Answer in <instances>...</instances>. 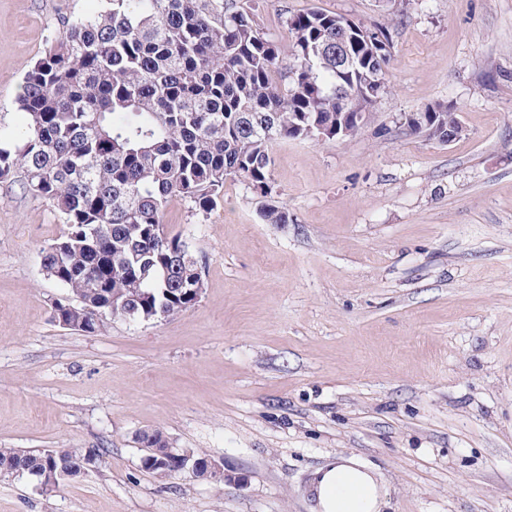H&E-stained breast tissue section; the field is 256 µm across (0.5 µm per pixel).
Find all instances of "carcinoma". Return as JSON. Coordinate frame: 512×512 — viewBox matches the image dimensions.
<instances>
[{
    "label": "carcinoma",
    "instance_id": "cac0c4a2",
    "mask_svg": "<svg viewBox=\"0 0 512 512\" xmlns=\"http://www.w3.org/2000/svg\"><path fill=\"white\" fill-rule=\"evenodd\" d=\"M93 16H70L23 77L22 136L0 146V179L23 170L24 188L48 201L67 231L41 252L46 275L80 303H55L69 328L101 331L110 318L154 319L191 306L202 262L165 230L174 197L213 209L224 181L240 177L272 193V147L307 128L346 136L387 92L391 26L368 42L349 29L348 60L336 62L340 24L318 8L287 19L291 47L260 32L250 0H110ZM427 126L459 139L457 108L427 106L409 135ZM267 224H286L271 203ZM96 316L84 320L83 308ZM81 454L69 448H0V473L48 480Z\"/></svg>",
    "mask_w": 512,
    "mask_h": 512
}]
</instances>
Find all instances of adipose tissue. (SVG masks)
I'll return each instance as SVG.
<instances>
[{
  "label": "adipose tissue",
  "instance_id": "ef3b65f1",
  "mask_svg": "<svg viewBox=\"0 0 512 512\" xmlns=\"http://www.w3.org/2000/svg\"><path fill=\"white\" fill-rule=\"evenodd\" d=\"M308 492L313 512H381L385 487L362 462L337 457L311 475Z\"/></svg>",
  "mask_w": 512,
  "mask_h": 512
}]
</instances>
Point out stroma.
<instances>
[{
	"mask_svg": "<svg viewBox=\"0 0 512 512\" xmlns=\"http://www.w3.org/2000/svg\"><path fill=\"white\" fill-rule=\"evenodd\" d=\"M265 36L316 7L396 28L387 92L355 137L272 151V198L228 178L213 210L176 197L163 222L202 258L198 302L172 317L58 325L71 293L39 255L67 230L20 177L0 180V448H100L42 488L0 474V512H313L312 472L355 456L385 512H512V0H251ZM106 0H0V139L63 17ZM500 75L487 80L483 64ZM454 104L450 144L395 132ZM164 433L246 485L143 468Z\"/></svg>",
	"mask_w": 512,
	"mask_h": 512,
	"instance_id": "obj_1",
	"label": "stroma"
}]
</instances>
